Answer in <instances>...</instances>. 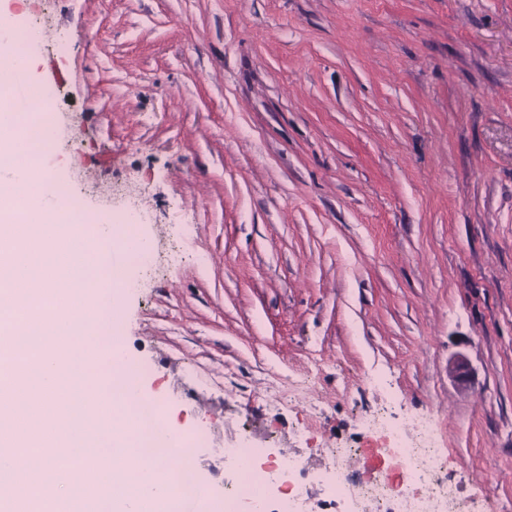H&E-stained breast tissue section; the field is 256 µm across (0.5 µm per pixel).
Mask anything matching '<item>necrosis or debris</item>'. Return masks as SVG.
I'll list each match as a JSON object with an SVG mask.
<instances>
[{
    "label": "necrosis or debris",
    "mask_w": 512,
    "mask_h": 512,
    "mask_svg": "<svg viewBox=\"0 0 512 512\" xmlns=\"http://www.w3.org/2000/svg\"><path fill=\"white\" fill-rule=\"evenodd\" d=\"M57 105V91L48 89L39 95L38 120H29L26 111L18 113L31 160L60 150L43 132ZM123 371L129 386L117 390L115 399L134 426L131 455L145 454L159 462L179 458L171 476L176 492L196 500L201 512H481L478 502L462 498L448 478L439 425L432 420L408 426L395 423L384 408L364 424L361 445L332 450L330 464L318 476L324 489L318 502L308 497L310 474L301 458L272 454L245 431L224 448V462L239 470L242 488L203 492L195 453L207 434L183 432L177 444H170L164 431L163 402L132 388L141 368L127 365ZM365 457L375 459L377 468L373 476L359 480L354 476L355 465Z\"/></svg>",
    "instance_id": "obj_1"
}]
</instances>
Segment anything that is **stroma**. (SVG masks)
Wrapping results in <instances>:
<instances>
[{"mask_svg": "<svg viewBox=\"0 0 512 512\" xmlns=\"http://www.w3.org/2000/svg\"><path fill=\"white\" fill-rule=\"evenodd\" d=\"M26 20L69 130L45 165L85 210L135 209L160 254L194 217L189 258L128 270L145 391L316 472L386 396L446 423L461 496L512 512V0H32Z\"/></svg>", "mask_w": 512, "mask_h": 512, "instance_id": "1", "label": "stroma"}]
</instances>
